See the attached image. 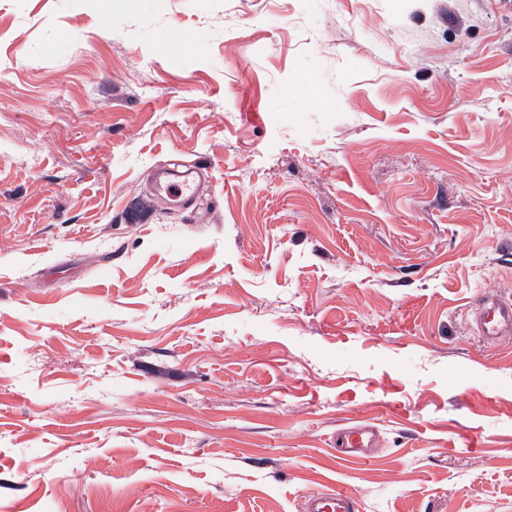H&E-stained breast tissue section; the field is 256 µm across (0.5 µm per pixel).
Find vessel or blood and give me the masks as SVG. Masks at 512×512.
Here are the masks:
<instances>
[{
    "mask_svg": "<svg viewBox=\"0 0 512 512\" xmlns=\"http://www.w3.org/2000/svg\"><path fill=\"white\" fill-rule=\"evenodd\" d=\"M207 187V172L201 166L168 165L155 168L150 178L152 192L175 209L194 211ZM477 326L489 342L512 337V298L481 294L477 300ZM377 445L375 429L366 423L346 427L336 436V448L343 458L371 457ZM301 512H360L357 497L346 490L311 491L301 500Z\"/></svg>",
    "mask_w": 512,
    "mask_h": 512,
    "instance_id": "1",
    "label": "vessel or blood"
}]
</instances>
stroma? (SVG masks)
I'll return each instance as SVG.
<instances>
[{
  "label": "stroma",
  "instance_id": "obj_1",
  "mask_svg": "<svg viewBox=\"0 0 512 512\" xmlns=\"http://www.w3.org/2000/svg\"><path fill=\"white\" fill-rule=\"evenodd\" d=\"M1 148L0 512H512V0H0ZM207 187V172L201 166L168 165L155 168L150 178L152 192L169 206L193 213ZM477 326L488 342H501L512 335V299L500 294L483 293L477 300ZM340 458H369L377 445L375 429L366 423L346 427L336 435ZM302 512H359L358 498L346 490L310 491L302 497Z\"/></svg>",
  "mask_w": 512,
  "mask_h": 512
}]
</instances>
